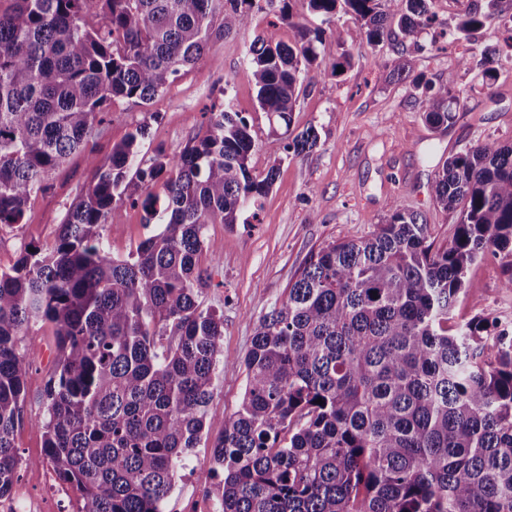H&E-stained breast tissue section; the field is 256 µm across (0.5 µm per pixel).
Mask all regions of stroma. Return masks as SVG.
<instances>
[{
  "label": "stroma",
  "instance_id": "obj_1",
  "mask_svg": "<svg viewBox=\"0 0 512 512\" xmlns=\"http://www.w3.org/2000/svg\"><path fill=\"white\" fill-rule=\"evenodd\" d=\"M293 14L310 29L322 30L318 65L326 76L300 94L289 128L296 136L312 127L319 142L300 155L270 153L265 142L268 120L261 112L256 88L245 60L253 39L246 32L212 40L202 60L184 72L165 91L144 105L114 107L84 153L71 155L52 171L47 192L33 197L22 223L0 226V268L13 266L22 244L51 248L71 203L90 184L91 157L111 154L132 128L148 123L139 158L150 164L157 152L172 153L202 129L203 114L224 98L250 122L256 147L249 159L253 174L276 168V180L262 199L258 213L243 211L234 227L209 225L200 259L211 280L204 307L224 315L223 354L214 380L212 415L203 438L163 505V512H217L220 474L215 473L211 444L224 429V417L237 410L246 374L243 361L252 345L256 321L280 303L312 253L337 240L359 239L384 223L390 204L423 213L436 244L451 238L456 213L438 209L431 184L439 162L465 147L485 142L512 143V69H499L495 79L482 81L479 60L458 65L461 52L500 45L505 36L501 20L488 22L471 41L432 48L424 33L421 48L397 50L391 40L376 46L362 44L358 23L348 14L323 24L305 0H292ZM354 59L344 71L332 67L343 51ZM404 55L411 76L434 83L453 81L460 108L448 129L436 131L409 104V79L393 74L397 55ZM145 224L141 207L123 204L112 212L103 230L113 255L123 256L156 233ZM512 276L504 261L486 257L466 277L467 296L455 310L456 319L481 315L498 322L512 321V291L504 282ZM20 345L27 349L34 369L26 380L24 420L15 444L26 464L19 470L13 494L36 503L40 512H78V492L45 463L42 395L54 349L50 326H33Z\"/></svg>",
  "mask_w": 512,
  "mask_h": 512
}]
</instances>
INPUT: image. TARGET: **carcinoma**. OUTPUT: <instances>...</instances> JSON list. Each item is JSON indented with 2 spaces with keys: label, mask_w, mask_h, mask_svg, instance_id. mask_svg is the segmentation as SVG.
I'll return each instance as SVG.
<instances>
[{
  "label": "carcinoma",
  "mask_w": 512,
  "mask_h": 512,
  "mask_svg": "<svg viewBox=\"0 0 512 512\" xmlns=\"http://www.w3.org/2000/svg\"><path fill=\"white\" fill-rule=\"evenodd\" d=\"M306 2L325 23L352 15L369 46L393 34L395 8L403 43L419 45L435 23L432 0ZM504 2L474 0L453 40L503 17ZM259 13L294 32L286 44L271 22L246 54L266 147L311 150L314 128L290 142L278 132L323 78L312 70L322 33L287 0H0V225L22 223L112 106L151 101L213 37L250 29ZM504 27V46L481 52L485 77L512 64ZM412 86L425 123L448 127L453 80ZM147 136L138 124L91 158L93 180L52 249L26 244L0 269V497L22 465L14 435L32 359L18 341L36 323L52 326L55 346L44 461L80 494V512H163L202 440L224 337V314L200 301L207 228L258 210L276 169L251 173V126L230 100L181 151L143 167ZM160 180L163 200L152 192ZM431 193L458 214L447 245H434L419 212L393 204L367 237L312 255L255 324L242 401L212 444L222 512H512V335L489 333L480 315L448 332L469 267L491 254L512 268V145L446 158ZM125 202L161 229L117 258L101 230Z\"/></svg>",
  "instance_id": "cac0c4a2"
}]
</instances>
